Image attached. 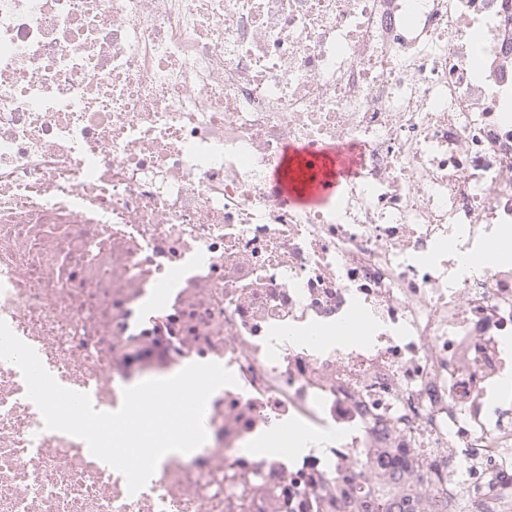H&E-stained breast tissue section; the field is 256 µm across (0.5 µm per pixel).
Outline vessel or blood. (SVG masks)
Segmentation results:
<instances>
[{"label":"vessel or blood","instance_id":"vessel-or-blood-1","mask_svg":"<svg viewBox=\"0 0 512 512\" xmlns=\"http://www.w3.org/2000/svg\"><path fill=\"white\" fill-rule=\"evenodd\" d=\"M321 165L319 177L304 176L309 151L298 144L287 145L270 173L274 190L291 205L312 207L333 198L358 171L360 150L350 144L329 143L317 150Z\"/></svg>","mask_w":512,"mask_h":512}]
</instances>
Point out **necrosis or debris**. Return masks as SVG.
Masks as SVG:
<instances>
[{"label":"necrosis or debris","mask_w":512,"mask_h":512,"mask_svg":"<svg viewBox=\"0 0 512 512\" xmlns=\"http://www.w3.org/2000/svg\"><path fill=\"white\" fill-rule=\"evenodd\" d=\"M483 59L475 61L474 46ZM359 147L336 199L268 174ZM512 0H0V319L112 412L192 363L237 383L146 486L45 429L0 359V512H330L512 483ZM308 154L305 146L289 144L283 149L278 163L270 173V183L274 190L298 208L316 206L333 198L358 171L359 148L350 144L329 143L316 151L321 175L306 179L304 171ZM499 247H498V241L491 240V245L489 247V250L485 254V265H477L475 262H473L469 255L465 253H458L456 256L457 261V271L459 275H472V274H478L484 266H487L491 261H494L496 258L499 257Z\"/></svg>","instance_id":"obj_1"}]
</instances>
